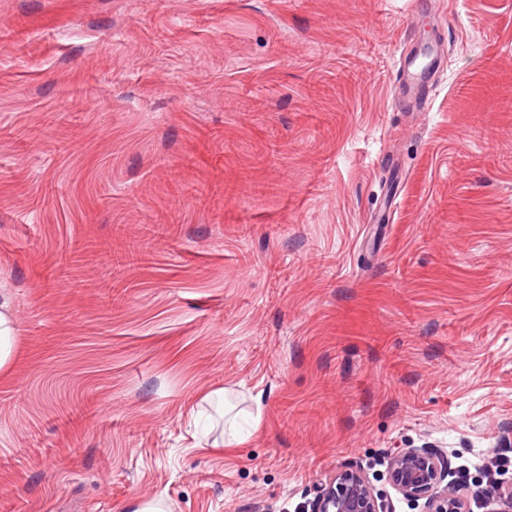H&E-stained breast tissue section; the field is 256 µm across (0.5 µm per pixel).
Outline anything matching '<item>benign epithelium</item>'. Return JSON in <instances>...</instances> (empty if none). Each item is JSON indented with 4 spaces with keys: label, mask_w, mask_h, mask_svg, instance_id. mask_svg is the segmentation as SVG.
<instances>
[{
    "label": "benign epithelium",
    "mask_w": 512,
    "mask_h": 512,
    "mask_svg": "<svg viewBox=\"0 0 512 512\" xmlns=\"http://www.w3.org/2000/svg\"><path fill=\"white\" fill-rule=\"evenodd\" d=\"M448 455L423 448H404L390 455L386 483L408 502H423L424 512H512V482H499L473 497L465 483L448 480ZM309 512H396L391 494L375 487L368 473L351 466L331 474L315 489Z\"/></svg>",
    "instance_id": "obj_1"
}]
</instances>
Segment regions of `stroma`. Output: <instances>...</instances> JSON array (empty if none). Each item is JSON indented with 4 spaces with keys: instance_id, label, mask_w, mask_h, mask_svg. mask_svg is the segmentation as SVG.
Returning <instances> with one entry per match:
<instances>
[{
    "instance_id": "stroma-1",
    "label": "stroma",
    "mask_w": 512,
    "mask_h": 512,
    "mask_svg": "<svg viewBox=\"0 0 512 512\" xmlns=\"http://www.w3.org/2000/svg\"><path fill=\"white\" fill-rule=\"evenodd\" d=\"M0 299V512H305L400 448L484 489L512 446V0H0ZM6 301L0 304V373L6 372L15 356V327Z\"/></svg>"
}]
</instances>
